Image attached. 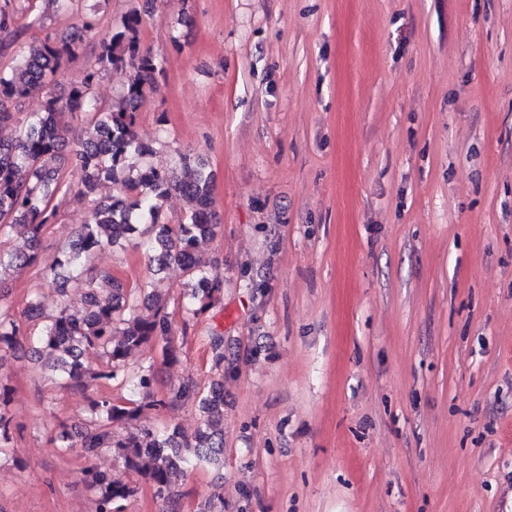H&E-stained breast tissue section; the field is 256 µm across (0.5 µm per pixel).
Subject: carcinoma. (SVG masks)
Here are the masks:
<instances>
[{"label":"carcinoma","mask_w":512,"mask_h":512,"mask_svg":"<svg viewBox=\"0 0 512 512\" xmlns=\"http://www.w3.org/2000/svg\"><path fill=\"white\" fill-rule=\"evenodd\" d=\"M86 0H46V9L73 14ZM12 0L0 3V31L15 24ZM141 15L133 12L113 34L98 42L89 60L84 81L61 97L48 91L65 58L78 54L84 33L93 28L89 19L81 28L57 39L46 36L22 52V60L0 67V128L16 126L9 140L0 139V238L22 227L27 247L0 249V270L22 269L37 260L35 248L41 232L55 223L58 205L54 199L72 196L92 207L89 223L81 225L77 240L55 262L62 270L63 284L84 290L82 308L72 310L49 302L41 287L31 290L28 314L44 321L37 335H25L16 320L0 313V353L26 341L40 357L53 361V370L71 383H110L128 380L126 360L145 345L160 349L165 362H176L180 349L172 338L166 298L155 284L143 285V300L124 288L109 272L89 266L101 249L147 236L145 247L154 252L158 271L176 264L188 275L190 291L183 309L194 317L204 313L221 293L223 280L203 260L201 246L217 233L214 224L212 175L206 165H191L190 157L175 152L169 167L139 166L136 160L153 154L136 131V116L146 94L158 89L162 67L140 47ZM121 67L129 83L118 101L98 106L95 86L102 73ZM46 92L42 111L20 117L23 102ZM86 114V127L76 139L69 138L63 118ZM179 193L186 202L183 222L168 224L163 214L167 197ZM218 378L201 390L187 380L172 388L163 399H151L152 378L136 376L135 389L143 396L114 401L94 400L90 421L79 443L65 428L51 437L54 447L66 453L82 448L87 488L94 495V512H124V502L140 486H149L154 496L176 503L174 489L189 469L204 464L221 465L224 459V338H211ZM100 359L95 369L84 364L87 355ZM192 400L203 414L202 424L191 442L172 434L143 429L139 417L144 406L176 404ZM104 448L112 451L122 470L103 472L93 458Z\"/></svg>","instance_id":"obj_1"}]
</instances>
